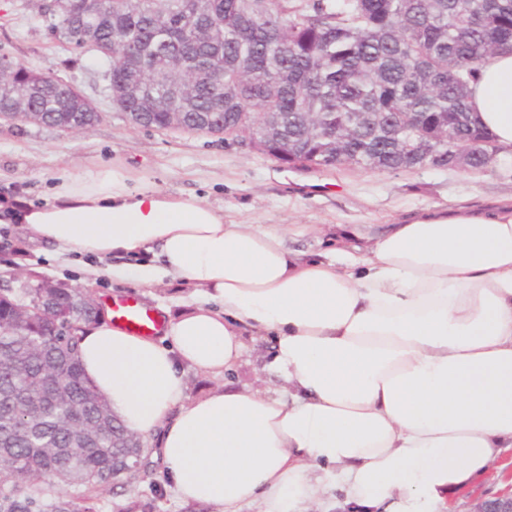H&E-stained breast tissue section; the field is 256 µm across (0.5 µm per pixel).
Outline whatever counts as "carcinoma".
I'll return each mask as SVG.
<instances>
[{"mask_svg": "<svg viewBox=\"0 0 512 512\" xmlns=\"http://www.w3.org/2000/svg\"><path fill=\"white\" fill-rule=\"evenodd\" d=\"M43 10L48 34L93 58L112 110L135 126L249 138L270 158L303 167L395 172L469 168L502 147L469 104L492 55L512 50V0H112L93 37L68 24L70 0ZM129 43L140 59L120 57ZM3 83L26 96L24 111L66 130L100 116L57 93L58 78L25 63ZM280 117L283 144L264 128ZM336 129V151L322 133ZM81 292L49 291L51 307L79 309ZM19 297L0 289V512H100L99 494L123 469L126 427L84 377L81 337L51 320L14 318ZM44 396L30 431L17 430L29 385Z\"/></svg>", "mask_w": 512, "mask_h": 512, "instance_id": "cac0c4a2", "label": "carcinoma"}]
</instances>
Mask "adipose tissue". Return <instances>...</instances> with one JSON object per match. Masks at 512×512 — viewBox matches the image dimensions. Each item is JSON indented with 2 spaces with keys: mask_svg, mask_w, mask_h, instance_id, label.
<instances>
[{
  "mask_svg": "<svg viewBox=\"0 0 512 512\" xmlns=\"http://www.w3.org/2000/svg\"><path fill=\"white\" fill-rule=\"evenodd\" d=\"M470 106L512 146V53L480 69ZM84 272L193 303L163 342L84 325L87 380L154 455L184 502L215 512H449V497L512 453V209L392 225L348 255L289 251L283 230L136 185L102 166L60 171L51 202H0ZM273 337L278 391L223 384L187 400L184 370L232 372L244 340Z\"/></svg>",
  "mask_w": 512,
  "mask_h": 512,
  "instance_id": "ef3b65f1",
  "label": "adipose tissue"
}]
</instances>
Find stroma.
Wrapping results in <instances>:
<instances>
[{
  "label": "stroma",
  "instance_id": "obj_1",
  "mask_svg": "<svg viewBox=\"0 0 512 512\" xmlns=\"http://www.w3.org/2000/svg\"><path fill=\"white\" fill-rule=\"evenodd\" d=\"M44 2L0 0V51L75 84L96 103L101 119L85 133L0 120V198L18 196L43 204L52 199L58 169L85 175L99 165L115 164L164 192L191 194L223 208L225 223L283 229L290 249L314 256L332 254L334 246L325 235L332 224L344 226V247L350 250L365 246L389 225L415 217L512 206V148L480 170H316L280 165L249 142L219 134L133 126L113 111L103 91L105 82L88 57L63 47L35 23L34 13ZM12 273L81 289L101 301L125 294L156 313L190 298L189 289L174 284L147 288L108 279L86 281L81 263L57 260L23 225L0 223V285ZM269 354V341L246 340L234 386L279 389V382L265 371ZM506 480L499 465H491L470 487L451 496V512H472Z\"/></svg>",
  "mask_w": 512,
  "mask_h": 512
}]
</instances>
